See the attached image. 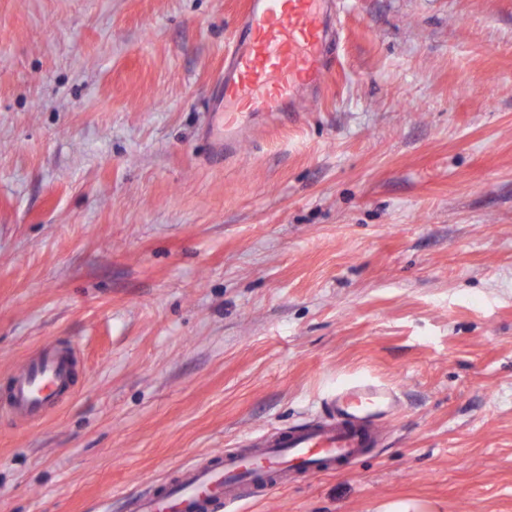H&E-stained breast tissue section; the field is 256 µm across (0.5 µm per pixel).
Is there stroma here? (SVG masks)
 <instances>
[{
	"instance_id": "stroma-1",
	"label": "stroma",
	"mask_w": 512,
	"mask_h": 512,
	"mask_svg": "<svg viewBox=\"0 0 512 512\" xmlns=\"http://www.w3.org/2000/svg\"><path fill=\"white\" fill-rule=\"evenodd\" d=\"M316 108L206 132L246 0H0V512L401 393L382 443L227 512H512V0H340ZM75 346L72 397L5 405ZM72 360L68 348L44 346L31 354L12 379L8 405L13 412L39 420L49 406L72 391Z\"/></svg>"
}]
</instances>
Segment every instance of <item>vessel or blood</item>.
<instances>
[{
    "mask_svg": "<svg viewBox=\"0 0 512 512\" xmlns=\"http://www.w3.org/2000/svg\"><path fill=\"white\" fill-rule=\"evenodd\" d=\"M333 0H248L224 56V90L216 102L212 134L225 151L241 143V112H306L322 96L334 57ZM70 349L45 346L12 379L9 406L41 419L73 388ZM400 403L389 384L358 379L337 386L319 413L280 431L245 439L202 464L182 468L163 493L136 490L128 512H212L215 505L267 496L297 476L344 470L378 443V433Z\"/></svg>",
    "mask_w": 512,
    "mask_h": 512,
    "instance_id": "b4317fda",
    "label": "vessel or blood"
}]
</instances>
